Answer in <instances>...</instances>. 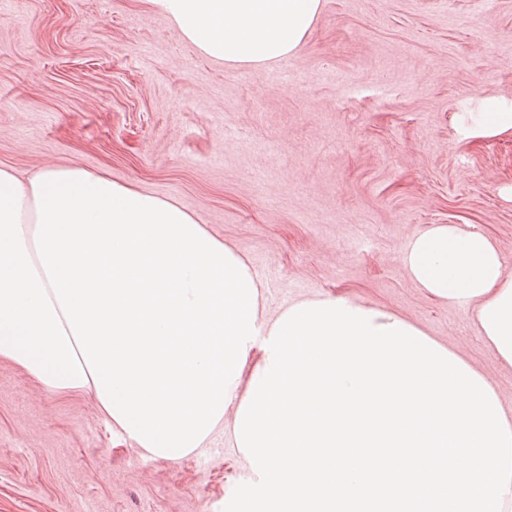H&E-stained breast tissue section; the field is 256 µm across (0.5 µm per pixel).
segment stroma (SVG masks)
<instances>
[{"mask_svg": "<svg viewBox=\"0 0 512 512\" xmlns=\"http://www.w3.org/2000/svg\"><path fill=\"white\" fill-rule=\"evenodd\" d=\"M275 67L207 59L147 0H0V166L74 165L172 200L241 254L265 319L321 296L407 319L484 372L512 367L467 304L402 262L432 224L487 235L512 276V0H322ZM93 396L0 362V512H223L253 477L224 421L140 462ZM469 121L474 126L480 127L490 134H498L512 130L511 112H486L484 115L477 113L471 116Z\"/></svg>", "mask_w": 512, "mask_h": 512, "instance_id": "1", "label": "stroma"}]
</instances>
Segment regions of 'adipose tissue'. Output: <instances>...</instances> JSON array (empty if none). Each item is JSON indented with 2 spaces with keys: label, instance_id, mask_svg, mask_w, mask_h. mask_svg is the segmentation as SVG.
<instances>
[{
  "label": "adipose tissue",
  "instance_id": "1",
  "mask_svg": "<svg viewBox=\"0 0 512 512\" xmlns=\"http://www.w3.org/2000/svg\"><path fill=\"white\" fill-rule=\"evenodd\" d=\"M211 59L294 54L322 0H149ZM402 261L419 288L468 303L512 367V277L484 234L433 224ZM243 257L174 202L84 169L0 167V360L61 396L89 394L114 438L152 458L201 448L239 408L272 322Z\"/></svg>",
  "mask_w": 512,
  "mask_h": 512
}]
</instances>
